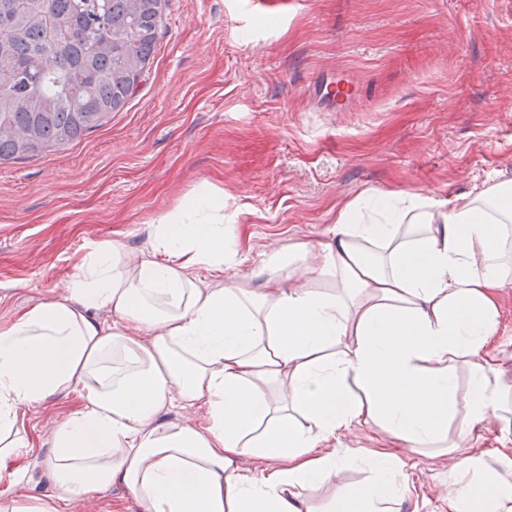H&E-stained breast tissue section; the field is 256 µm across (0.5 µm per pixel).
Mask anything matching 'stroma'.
<instances>
[{
  "mask_svg": "<svg viewBox=\"0 0 512 512\" xmlns=\"http://www.w3.org/2000/svg\"><path fill=\"white\" fill-rule=\"evenodd\" d=\"M512 182V0H166L136 93L80 142L0 163V325L58 296L89 240L149 251L200 187L224 195L236 273L323 240L365 192L461 197ZM72 394L25 410L15 487L44 464ZM406 512H445L448 472L418 454Z\"/></svg>",
  "mask_w": 512,
  "mask_h": 512,
  "instance_id": "35a3bbf8",
  "label": "stroma"
}]
</instances>
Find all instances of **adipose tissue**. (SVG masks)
<instances>
[{
  "label": "adipose tissue",
  "instance_id": "obj_1",
  "mask_svg": "<svg viewBox=\"0 0 512 512\" xmlns=\"http://www.w3.org/2000/svg\"><path fill=\"white\" fill-rule=\"evenodd\" d=\"M152 238L146 253L91 243L62 295L0 327L1 465L26 445L25 407L82 401L45 461L58 497L0 493V512H61L115 484L144 512H310L304 492L324 483L338 512H400L411 489L400 452L332 441L374 426L413 453L472 449L493 422L512 436L496 302L512 288V187L362 194L325 240L267 253L259 289L232 274L241 260L224 246L215 190L186 197ZM175 407L205 409L204 424L168 423ZM246 453L263 468L242 471ZM445 461L448 512H512L480 456ZM358 463L368 485L337 484Z\"/></svg>",
  "mask_w": 512,
  "mask_h": 512
}]
</instances>
